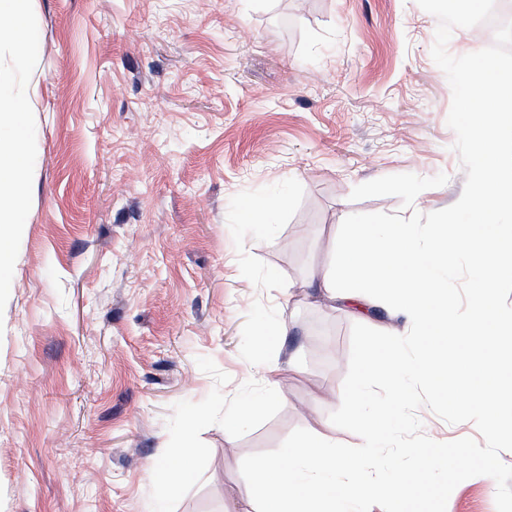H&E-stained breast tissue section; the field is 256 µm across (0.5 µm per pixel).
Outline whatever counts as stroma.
I'll return each mask as SVG.
<instances>
[{
	"instance_id": "35a3bbf8",
	"label": "stroma",
	"mask_w": 512,
	"mask_h": 512,
	"mask_svg": "<svg viewBox=\"0 0 512 512\" xmlns=\"http://www.w3.org/2000/svg\"><path fill=\"white\" fill-rule=\"evenodd\" d=\"M33 159L0 289V512H236L247 455L334 426L343 220L447 208L465 173L417 0H31ZM268 211L270 235L244 212ZM270 331L259 347L261 331ZM276 383L256 379L255 362ZM264 404L234 431L225 414ZM193 478L160 493L149 468ZM475 476L447 512H496ZM182 463L178 467L168 465H154L151 474L155 481L164 487L174 486L185 481L189 475V462L193 456V448L186 446L181 448Z\"/></svg>"
}]
</instances>
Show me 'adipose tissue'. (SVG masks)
I'll list each match as a JSON object with an SVG mask.
<instances>
[{
    "mask_svg": "<svg viewBox=\"0 0 512 512\" xmlns=\"http://www.w3.org/2000/svg\"><path fill=\"white\" fill-rule=\"evenodd\" d=\"M24 0H0V16L14 20L12 28H0V39L13 40L19 65H27L36 36L23 6ZM27 110L26 100L13 91L10 76L0 74V268L5 267V247L12 227L20 223L26 206L28 167L26 134L21 119Z\"/></svg>",
    "mask_w": 512,
    "mask_h": 512,
    "instance_id": "ef3b65f1",
    "label": "adipose tissue"
}]
</instances>
